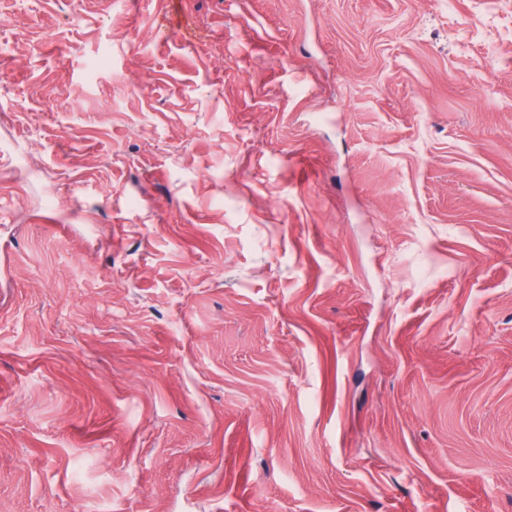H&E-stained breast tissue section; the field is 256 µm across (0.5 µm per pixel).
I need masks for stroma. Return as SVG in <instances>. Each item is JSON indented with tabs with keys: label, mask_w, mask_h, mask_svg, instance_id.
Masks as SVG:
<instances>
[{
	"label": "stroma",
	"mask_w": 512,
	"mask_h": 512,
	"mask_svg": "<svg viewBox=\"0 0 512 512\" xmlns=\"http://www.w3.org/2000/svg\"><path fill=\"white\" fill-rule=\"evenodd\" d=\"M512 512V0H0V512Z\"/></svg>",
	"instance_id": "obj_1"
}]
</instances>
